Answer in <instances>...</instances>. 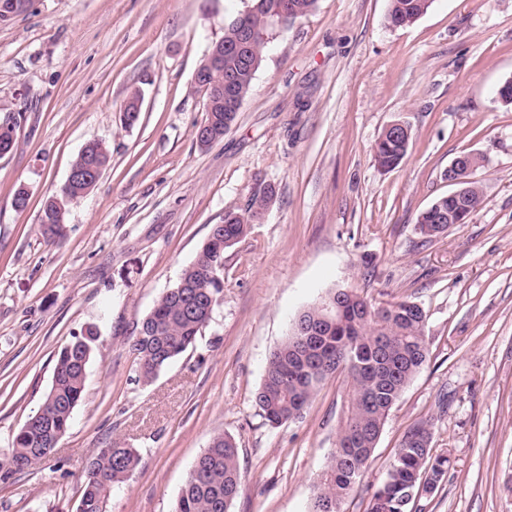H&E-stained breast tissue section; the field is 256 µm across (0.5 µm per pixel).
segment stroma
I'll return each mask as SVG.
<instances>
[{
  "label": "stroma",
  "mask_w": 512,
  "mask_h": 512,
  "mask_svg": "<svg viewBox=\"0 0 512 512\" xmlns=\"http://www.w3.org/2000/svg\"><path fill=\"white\" fill-rule=\"evenodd\" d=\"M251 0H31L0 21V119L22 114L0 157V454L40 408L60 350L86 325L99 345L85 396L50 465L0 484V512H75L100 448L140 463L108 512H171L214 436L234 437L242 481L230 512H308L336 448L346 373L327 378L301 418L271 426L255 403L271 353L332 288L425 311L428 357L391 409L344 512H367L409 428L432 422L452 466L413 512H512V0H433L394 27L388 0H317L267 35L253 89L221 142L193 74ZM139 93L141 114L121 107ZM396 122L408 152L380 169ZM91 139L112 161L71 201L62 241L39 214ZM483 158V201L433 239L417 215L448 195L464 153ZM26 189L29 203L13 199ZM268 195L224 252V292L194 345L149 383L130 344L212 225Z\"/></svg>",
  "instance_id": "stroma-1"
}]
</instances>
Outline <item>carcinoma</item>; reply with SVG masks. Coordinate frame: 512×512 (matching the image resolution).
Here are the masks:
<instances>
[{
  "label": "carcinoma",
  "instance_id": "1",
  "mask_svg": "<svg viewBox=\"0 0 512 512\" xmlns=\"http://www.w3.org/2000/svg\"><path fill=\"white\" fill-rule=\"evenodd\" d=\"M317 0H252L250 11L239 13L224 25V75H238L234 95L244 102L266 48L265 33L272 28V10L277 6L299 7L302 16L311 13ZM433 0H389L387 18L394 27L415 22ZM255 30L246 47L238 48L241 27ZM238 111L229 101L206 105L200 124L206 139L202 147L224 138ZM21 116L0 120V156L18 147ZM375 161L383 170L396 168L407 153L404 135L392 128L377 141ZM108 147L96 139L87 141L71 168L82 177L66 181L42 209V235L58 241L65 236L66 202L88 194L98 179L93 166H108ZM268 195L252 199L248 215L229 212L224 223L211 228L206 243L185 267L175 287L160 295L141 322L132 344L138 378L151 381L156 374L192 346L210 320L224 291V249L234 245L248 229L249 220L265 208ZM340 297L335 323L323 325L325 299ZM300 318L324 326L313 345L299 347L295 329L270 356L265 375L255 395L257 406L273 426L302 417L317 387L341 370L350 379L349 401L339 424L336 449L317 479L309 512H344V504L362 481V468L372 457L390 410L418 373L428 356L426 314L417 303L403 300L374 305L358 293L331 289L326 298L306 308ZM97 331L89 326L60 351L52 384L44 400L51 401L16 431L11 448L0 458V482L50 461L46 449L53 448L69 432L73 413L86 389L87 367L92 358ZM430 424L421 423L403 436L390 463L385 481L370 498L367 512H409L416 498L432 494L448 473L450 459L431 454ZM139 452L118 443L99 450L86 467L76 512H107L114 488L128 479L139 464ZM238 447L234 438L217 435L196 459L182 486L172 512H230L240 486Z\"/></svg>",
  "mask_w": 512,
  "mask_h": 512
}]
</instances>
